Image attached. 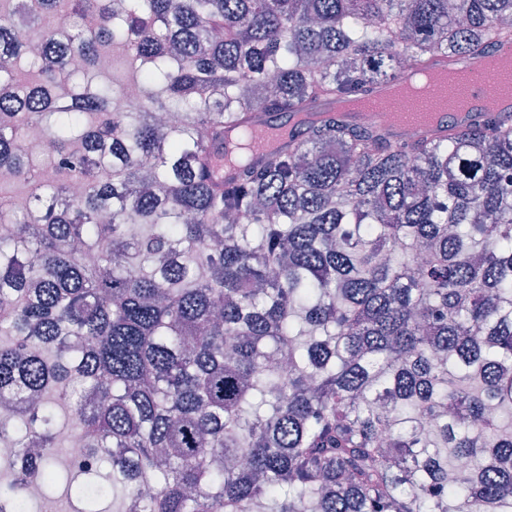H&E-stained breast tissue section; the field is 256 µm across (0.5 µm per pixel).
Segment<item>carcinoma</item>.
<instances>
[{
    "instance_id": "carcinoma-1",
    "label": "carcinoma",
    "mask_w": 512,
    "mask_h": 512,
    "mask_svg": "<svg viewBox=\"0 0 512 512\" xmlns=\"http://www.w3.org/2000/svg\"><path fill=\"white\" fill-rule=\"evenodd\" d=\"M67 2L0 0V503L61 480L63 410L66 499L120 512H512V113L318 108L512 42V0ZM282 112L288 148L224 150ZM495 47H498V48L495 49L490 54L498 53V54L512 55V43H504L501 45H497ZM495 47H493V48H495ZM490 54H488L482 58L475 59V60H465V59H457V58L449 56L448 54L442 53V54L436 55L428 63L427 67L430 66L428 69H435V68H446V67L448 68V66L449 67H458L463 63H471V62H475L473 64H478V63L482 62V60L485 57L489 56ZM70 428L64 429L62 437V442L64 443V439L68 436V447L65 448L66 461L70 469H80L89 462V459L85 448L82 447L79 435L75 431L70 430Z\"/></svg>"
}]
</instances>
